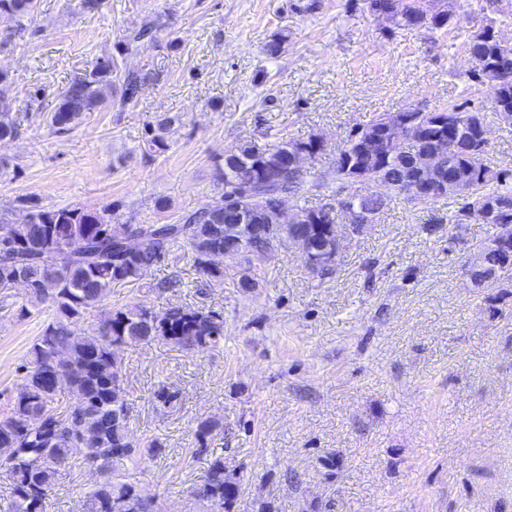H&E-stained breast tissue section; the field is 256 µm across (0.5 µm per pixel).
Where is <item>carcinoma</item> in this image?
<instances>
[{"mask_svg":"<svg viewBox=\"0 0 512 512\" xmlns=\"http://www.w3.org/2000/svg\"><path fill=\"white\" fill-rule=\"evenodd\" d=\"M501 0H485L483 10L491 14L467 42L468 54L480 61L488 77L469 73L470 79L489 89L492 112L473 110L464 104H448L421 121L418 136L431 141L435 136L448 138L449 166L441 172L442 179L454 176L470 189L469 201H458L456 209L432 218L434 224L448 225L451 230L467 222L486 224L495 229L498 224H512V170L497 169L488 162L490 144L481 138L484 125L500 122L512 116V67L500 70L501 61L494 14ZM36 0H0V20L13 22L22 28L33 21ZM460 15H446L424 22L412 11L384 20L387 28L424 29L446 32L452 29ZM153 38V26L145 23L137 32L125 38L120 46L131 53L146 39ZM117 71L114 58H99L83 77L71 82L59 93V102L48 116L57 131H69L80 123L87 112L112 103V74ZM144 78L133 73L122 77L119 97L124 104L133 100L142 89ZM170 120L157 124L148 145L153 151L167 148L165 134ZM19 125L11 112V82L8 73L0 70V140L17 136ZM282 141L276 152L266 156L255 151L251 143L241 145L230 158H224L220 179L224 181V197L254 187L262 181L267 167L276 163L279 154L288 150ZM369 140L360 141L347 135L338 148L337 164L331 173L308 183L301 173L288 171V182L280 190L297 201L312 190L336 184L335 194L342 195L343 206L331 214L324 206L305 209L307 230L320 241L329 238L331 225L348 220L357 207L385 206L360 201L347 185L349 160H357L368 152ZM414 144L410 141L389 146L380 161L386 179L392 183L395 195L406 192L402 174L410 165ZM493 218L488 219L484 210ZM25 220L14 224L15 255H0V309L15 312L23 319L32 312L49 311V318L33 340L26 358L17 367L23 390L14 399L9 412L0 417V447L27 448L3 470L5 491L14 512H43L45 500L52 490L58 472L69 465L70 448L78 442L87 448L85 458L99 460L102 481L87 495L84 512H155L153 501L141 496L137 484L127 480L129 465L145 454L158 455L161 445L154 439L136 441L130 432L125 390L112 386V380L125 379V367L119 353L139 343L157 339L179 348L208 351L224 343V320L213 311L172 306L157 314L150 308L135 304L109 310L108 325L90 324L78 335L73 329L86 322L94 309L105 305L112 285L139 279L182 241L188 245L196 264L210 278L221 281L224 270L210 264L216 251H237L234 240L224 238V219L219 209L206 203L188 215L182 224H139L137 232L144 246L137 252L125 249L124 241L130 224L112 223L113 211L75 205L44 208L35 201L26 202ZM70 247L67 262L55 269L59 246ZM23 264L31 279V288L22 302L10 300L5 293ZM62 349L67 354L65 368L73 377L67 386L73 399L61 400V391L44 384L43 370L51 352ZM215 419H204L197 425L195 437L199 447L219 430ZM237 481L224 466V457L214 455L209 460L194 495L208 512H228L236 495Z\"/></svg>","mask_w":512,"mask_h":512,"instance_id":"obj_1","label":"carcinoma"}]
</instances>
